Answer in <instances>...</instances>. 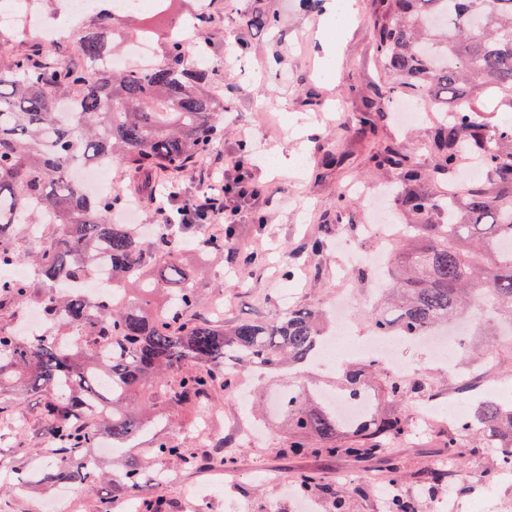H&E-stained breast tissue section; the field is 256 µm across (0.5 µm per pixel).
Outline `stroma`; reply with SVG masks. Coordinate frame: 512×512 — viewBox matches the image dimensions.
Listing matches in <instances>:
<instances>
[{"label": "stroma", "instance_id": "1", "mask_svg": "<svg viewBox=\"0 0 512 512\" xmlns=\"http://www.w3.org/2000/svg\"><path fill=\"white\" fill-rule=\"evenodd\" d=\"M274 17L271 28L244 29L238 24L242 0H178L165 18L173 24L188 10H203L213 21L200 33L191 34L190 45L208 52L206 89L224 105V141L200 156L194 166L179 176L187 195L205 194L212 173H224L234 182L240 172L266 186L267 194L258 204L229 194L228 208L239 213L231 229L240 258L233 261L207 248L205 242L223 236L220 224L200 227L196 239L184 253V261L198 275L197 319L219 323L272 319L282 314L280 291L292 290L296 306L328 310L337 295L356 300L354 318L365 329L366 314L373 302L370 293L379 277L353 275L339 278L338 260L350 248L371 250L376 238L367 236L365 199L384 186H396L394 173L379 170L371 155L386 144H400L423 169L432 161L426 142L434 124L431 116L420 115L404 122L398 111L401 102L390 98L391 82L383 70L373 36L378 0H357L358 13L348 24L340 56L332 68H325L317 38L320 12L301 7L299 0H259ZM368 100L383 102L375 114L376 132L362 135L356 116ZM298 150L302 162L292 170L267 171L278 151ZM114 186L139 207L136 221L158 224L162 217L153 196L161 186L159 174H130L123 166L112 168ZM353 186L356 199L337 222L338 185ZM318 237L327 245L318 253L309 243ZM261 255V262L247 258ZM406 356L427 377L428 386L440 397L468 402L448 371L432 366L426 348H407ZM173 378L146 382L138 401L153 405L160 416L158 438L202 456V464L184 468L179 461L151 455L152 441L142 440L131 454L148 461L150 472L164 473L159 493L169 512H184L181 500L188 486H215L207 512H295L286 490L300 472L317 475L332 487H342L344 475H352L359 492L350 499V512H384V493L389 485L390 463L398 461L404 478L400 494L410 500L416 512H443L451 501L467 503L487 498L491 512H512V488L497 484L493 449L456 462L448 455V423L412 430L406 437L389 443L385 453L362 459L330 455H295L288 451V428L282 417L265 410L268 398L277 392L281 379L241 372L232 389L205 400L203 406L187 409L172 403L167 390ZM249 390L246 401L236 397L237 389ZM42 398L18 391L14 412L0 416V512H97L102 497L112 494V512H127L129 495L113 494L103 482L80 488L75 496L62 495L60 488L30 485L17 489L8 479L13 469L39 471L56 466L51 443L42 427ZM208 413L209 426L198 430L201 413ZM264 425L254 443L246 437L254 425ZM234 460L232 467L217 464L220 456ZM447 473L444 483L431 487L430 474Z\"/></svg>", "mask_w": 512, "mask_h": 512}]
</instances>
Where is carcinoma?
<instances>
[{"label":"carcinoma","mask_w":512,"mask_h":512,"mask_svg":"<svg viewBox=\"0 0 512 512\" xmlns=\"http://www.w3.org/2000/svg\"><path fill=\"white\" fill-rule=\"evenodd\" d=\"M124 15L131 12L103 9L88 16L75 45L83 67L46 62L37 52L0 57V271L24 262L14 240L40 241L34 258L39 285L0 278V306L36 307L47 325L36 334L0 329V384L20 380L27 391L49 395L43 403L46 434L60 463L41 480L51 484L101 480L85 452L98 443L94 419L100 412L119 444L151 432L153 422L131 409L142 382L176 372L169 398L189 404L229 387L227 365L286 366L298 376L325 336V316L311 308L227 327L184 318L198 304V284L170 233L172 222L158 225L148 240L135 225L113 220L125 205L121 189L93 196L74 178L82 166L106 163L135 173L166 172L171 190L163 204L174 206L176 222L178 211L192 203L174 191L176 176L224 136V107L201 88L206 64L197 57L187 63L180 34L160 31L150 21L140 35L163 39V61L98 66L128 40L118 25ZM239 24L272 26L256 3L240 11ZM377 51L391 74L392 94L446 113L427 145L435 178L460 175V160L467 156L486 173V182L445 198L414 189L427 174L399 146L374 156L377 168L410 185L396 203L413 223L393 248L397 266L369 313L371 331L425 336L466 317L476 298L488 304L495 321L512 326V122L483 117L487 101L494 112H512V0H387L377 24ZM208 246L237 255L229 229ZM102 265L112 287L132 284L137 294L93 301L77 292ZM160 291L172 301L165 314L152 309ZM61 324L93 337L106 356L76 363L61 337L51 333ZM375 375L391 403L425 389L422 381L348 363L336 386L351 393L364 383L371 409L344 426L332 407L313 399L312 389L290 384L280 402L293 437L289 451L360 459L406 435L409 427L399 415L381 411L371 384ZM479 448L494 449L498 465H512V405L478 402L472 416L453 425L449 453L463 458ZM152 452L187 468L198 464L171 441H156ZM146 472L141 459L122 460L112 491L137 494L140 512H163L153 488L164 478ZM295 485L325 493L332 512H346L349 492L323 486L309 473L299 474Z\"/></svg>","instance_id":"carcinoma-1"}]
</instances>
